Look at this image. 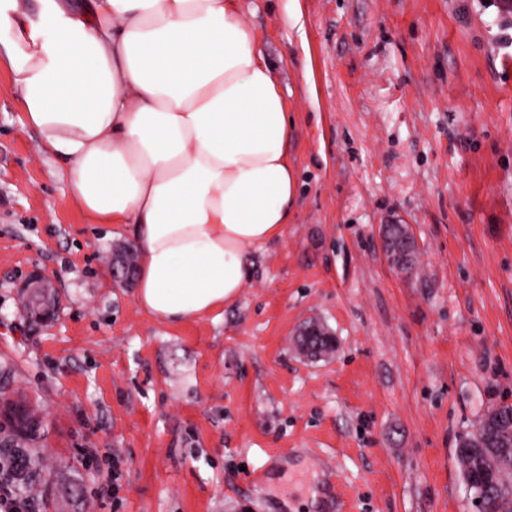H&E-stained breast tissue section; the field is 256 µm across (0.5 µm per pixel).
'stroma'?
Listing matches in <instances>:
<instances>
[{
  "mask_svg": "<svg viewBox=\"0 0 512 512\" xmlns=\"http://www.w3.org/2000/svg\"><path fill=\"white\" fill-rule=\"evenodd\" d=\"M244 4L298 200L237 299L179 324L114 282L133 229L86 222L0 46V367L40 420L34 512H477L456 445L512 403V0ZM35 272L49 320L20 304Z\"/></svg>",
  "mask_w": 512,
  "mask_h": 512,
  "instance_id": "obj_1",
  "label": "stroma"
}]
</instances>
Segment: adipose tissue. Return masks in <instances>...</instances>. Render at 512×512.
<instances>
[{
  "label": "adipose tissue",
  "mask_w": 512,
  "mask_h": 512,
  "mask_svg": "<svg viewBox=\"0 0 512 512\" xmlns=\"http://www.w3.org/2000/svg\"><path fill=\"white\" fill-rule=\"evenodd\" d=\"M0 0L13 89L92 224H129L140 307L221 309L299 192L292 118L241 0Z\"/></svg>",
  "instance_id": "obj_1"
}]
</instances>
